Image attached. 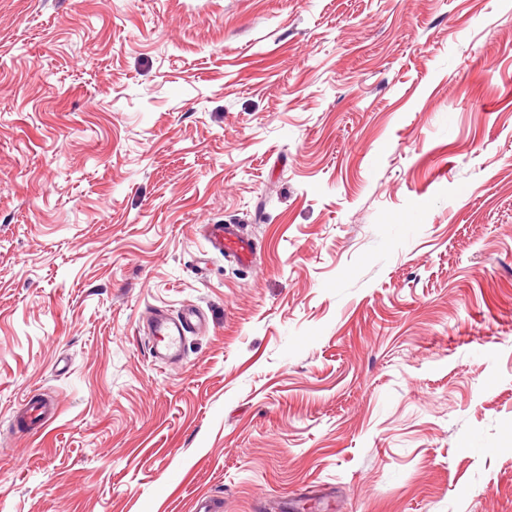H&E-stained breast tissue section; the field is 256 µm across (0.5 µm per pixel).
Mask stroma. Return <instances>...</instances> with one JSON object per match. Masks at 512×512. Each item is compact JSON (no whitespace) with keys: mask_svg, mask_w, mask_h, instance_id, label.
Returning a JSON list of instances; mask_svg holds the SVG:
<instances>
[{"mask_svg":"<svg viewBox=\"0 0 512 512\" xmlns=\"http://www.w3.org/2000/svg\"><path fill=\"white\" fill-rule=\"evenodd\" d=\"M200 495L512 512V0H0V512ZM211 245L247 261L251 254V246L239 236L236 224H204L202 225ZM201 321L202 313L193 307H187L176 315L155 311L149 322L153 336L150 349L153 361L169 366L180 360L187 334H194ZM157 339L159 342L155 345ZM57 417V409L49 400H35L27 404L21 420L31 433H38Z\"/></svg>","mask_w":512,"mask_h":512,"instance_id":"35a3bbf8","label":"stroma"}]
</instances>
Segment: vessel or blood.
I'll use <instances>...</instances> for the list:
<instances>
[{
  "instance_id": "b4317fda",
  "label": "vessel or blood",
  "mask_w": 512,
  "mask_h": 512,
  "mask_svg": "<svg viewBox=\"0 0 512 512\" xmlns=\"http://www.w3.org/2000/svg\"><path fill=\"white\" fill-rule=\"evenodd\" d=\"M204 230L214 248L233 254L243 261L250 256L251 247L240 237L236 225L208 224ZM201 321V312L193 307L185 308L174 315L163 311L154 312L149 322V331L156 340L151 348L154 362L167 366L180 360L187 334L195 333ZM56 416L57 409L53 402L37 400L27 405L21 420L30 432L37 433L47 427Z\"/></svg>"
}]
</instances>
